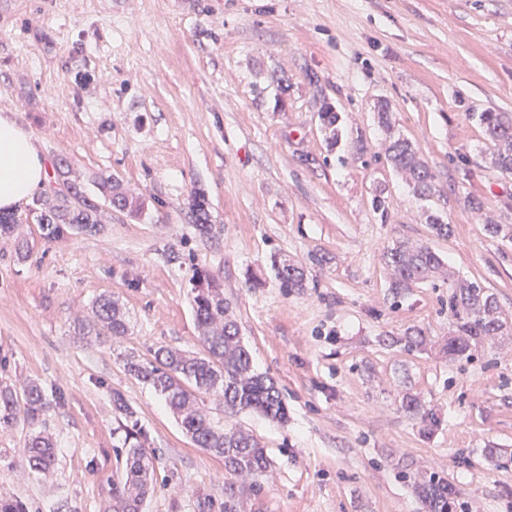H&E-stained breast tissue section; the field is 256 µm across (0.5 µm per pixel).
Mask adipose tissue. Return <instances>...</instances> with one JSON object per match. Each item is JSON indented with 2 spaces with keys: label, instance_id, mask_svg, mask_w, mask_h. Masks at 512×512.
<instances>
[{
  "label": "adipose tissue",
  "instance_id": "obj_1",
  "mask_svg": "<svg viewBox=\"0 0 512 512\" xmlns=\"http://www.w3.org/2000/svg\"><path fill=\"white\" fill-rule=\"evenodd\" d=\"M48 179L34 142L16 120L0 114V209H15Z\"/></svg>",
  "mask_w": 512,
  "mask_h": 512
}]
</instances>
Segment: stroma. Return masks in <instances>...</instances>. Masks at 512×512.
Returning a JSON list of instances; mask_svg holds the SVG:
<instances>
[{
    "label": "stroma",
    "mask_w": 512,
    "mask_h": 512,
    "mask_svg": "<svg viewBox=\"0 0 512 512\" xmlns=\"http://www.w3.org/2000/svg\"><path fill=\"white\" fill-rule=\"evenodd\" d=\"M382 103L435 175L429 199L386 160ZM489 111L512 113V0H0V114L89 200L114 179L145 202L49 239L27 201L0 235V385L31 380L49 401L37 422L0 427V494L29 512H112L118 392L155 457L142 512H224L223 460L125 368L160 347L203 352V273L288 406L280 424L206 400L268 450L245 512H425L432 475L463 512H512V239L486 231L512 224V174L492 162L476 118ZM399 240L444 270L397 296L383 254ZM275 258L302 267L305 288H281ZM453 279L480 281L507 323L455 362ZM102 297L122 305L125 335L92 333ZM39 431L55 445L46 475L24 450Z\"/></svg>",
    "instance_id": "35a3bbf8"
}]
</instances>
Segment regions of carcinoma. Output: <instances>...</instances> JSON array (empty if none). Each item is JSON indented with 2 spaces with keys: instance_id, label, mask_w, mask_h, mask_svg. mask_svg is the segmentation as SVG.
<instances>
[{
  "instance_id": "obj_1",
  "label": "carcinoma",
  "mask_w": 512,
  "mask_h": 512,
  "mask_svg": "<svg viewBox=\"0 0 512 512\" xmlns=\"http://www.w3.org/2000/svg\"><path fill=\"white\" fill-rule=\"evenodd\" d=\"M379 122L389 132L388 161L393 168L405 172L414 193L421 199L434 194L435 175L422 161L416 144L405 137L392 134L388 105L378 107ZM488 141L494 150V162L505 173H512V113L481 112L477 115ZM73 202L49 210L34 212L37 223L43 226L49 239L64 236L79 229L86 233L97 231L103 223V210L83 196L75 184L64 180ZM102 196L107 206L128 210L136 215L144 205L139 198L118 185L105 182ZM189 210L192 223L200 230L208 228V202L204 195L191 196ZM434 236L446 238L451 225L434 213L427 217ZM385 264L391 268V288L400 293L414 283L438 272L442 261L429 247L399 241L384 254ZM272 269L281 287L292 290L304 287V270L286 262H272ZM193 302L201 340L206 346L203 355H187L159 348L153 360L141 363L126 362L128 372L136 379L151 385L164 396L169 408L180 420L186 435L199 448L224 459V471L240 483H224V512H242L243 495L254 490L259 479L270 466L267 449L252 435L240 429H223L213 422L200 406L206 395H218L224 400V411L238 413L256 411L268 418L285 421L288 409L276 383L254 371L249 350L238 336L236 325L229 316L224 292L208 276L201 274L192 280ZM448 309L455 319L454 335L448 338L445 350L449 359L468 356L472 347L486 336H496L504 329L494 298L476 281H460L448 294ZM96 322L112 336L125 333L126 317L118 304L110 298L96 303ZM24 406H19L16 391L0 388V424H13L18 414L31 423L39 419L48 407L43 391L35 384L23 389ZM112 405L131 426L125 428L124 464L121 477L113 484L112 512H140L145 498L153 491L154 456L134 440L135 412L124 397L115 392ZM25 451L31 468L48 473L54 463L55 452L48 437L40 432L30 434ZM427 512H448L455 508L454 493L448 484L431 479L422 489Z\"/></svg>"
}]
</instances>
